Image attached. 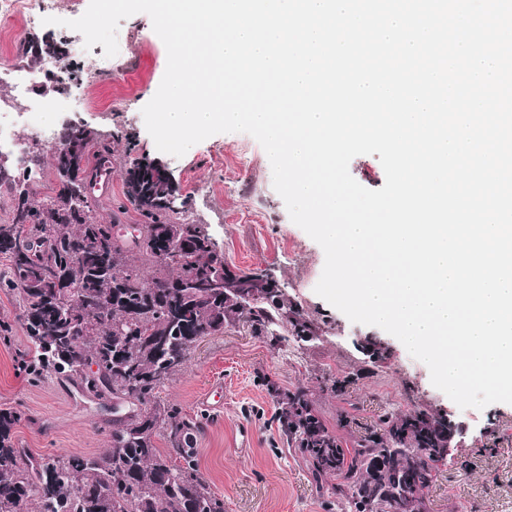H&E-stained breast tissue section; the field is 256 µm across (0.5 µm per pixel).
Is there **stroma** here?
I'll use <instances>...</instances> for the list:
<instances>
[{
  "label": "stroma",
  "instance_id": "obj_1",
  "mask_svg": "<svg viewBox=\"0 0 512 512\" xmlns=\"http://www.w3.org/2000/svg\"><path fill=\"white\" fill-rule=\"evenodd\" d=\"M116 56L102 45L76 63L92 85V106L81 108L80 87L61 96L52 129L78 122L101 132L123 125L138 143L139 155L159 160L191 197L195 220L208 225L227 260L242 270L268 269L287 295L324 329L319 339L273 344L243 327L200 340L186 369L159 390L162 401L198 418L202 431L196 462L211 490L224 500V512H331L329 497L291 450L275 419L277 405L268 384L283 390L308 387L328 427L338 414L350 431L375 426L385 411L420 405L448 413L467 432L454 455L424 493L428 512H512V404L459 408L433 386L428 367L381 328L351 322L319 297L314 288L324 263L323 249L294 224L275 191L269 158L246 133H219L192 146L184 156L159 152L146 130L142 108L164 76L167 51L147 14L121 20ZM19 307L0 291V320L13 325L11 345L0 344V407L13 406L27 419L15 432L18 447L34 455L99 452L110 445L113 414L76 394L65 382L33 385L22 361L27 349L18 323ZM373 336L387 347L386 364L375 375L357 376L364 356L351 343ZM352 376L343 396L325 392L333 376ZM223 388L222 409L204 403L213 384Z\"/></svg>",
  "mask_w": 512,
  "mask_h": 512
}]
</instances>
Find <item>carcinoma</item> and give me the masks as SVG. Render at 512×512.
Masks as SVG:
<instances>
[{
  "label": "carcinoma",
  "instance_id": "cac0c4a2",
  "mask_svg": "<svg viewBox=\"0 0 512 512\" xmlns=\"http://www.w3.org/2000/svg\"><path fill=\"white\" fill-rule=\"evenodd\" d=\"M67 58L63 39L28 41L16 66ZM81 81L51 80L60 93ZM57 140L52 194L41 192L42 158L30 152L20 172L0 154V290L15 296L28 338L32 383L56 378L89 400L126 402L130 415L113 423L110 448L89 455L31 458L14 439L22 413L0 408V512H224L200 475L194 442L201 422L162 402L158 389L189 363L197 342L242 326L273 343L282 336H320L321 325L289 298L264 269L244 272L224 257L205 224L187 218V198L157 161L132 157L135 141L69 123ZM126 142L123 195L141 217L136 242L116 236L119 215L100 218L87 180L96 163H112V144ZM181 244L190 261L168 259ZM151 265L150 278L144 263ZM288 447L327 485L340 512H420L422 490L438 474L448 428L425 409L389 413L378 427L345 438L329 430L309 391L269 387ZM164 446H158L159 442Z\"/></svg>",
  "mask_w": 512,
  "mask_h": 512
}]
</instances>
